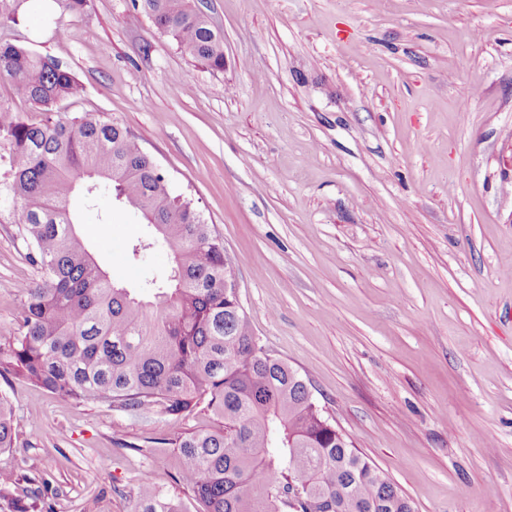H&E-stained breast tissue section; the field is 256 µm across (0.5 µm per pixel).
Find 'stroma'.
<instances>
[{"instance_id":"1","label":"stroma","mask_w":512,"mask_h":512,"mask_svg":"<svg viewBox=\"0 0 512 512\" xmlns=\"http://www.w3.org/2000/svg\"><path fill=\"white\" fill-rule=\"evenodd\" d=\"M224 34L216 72L132 0L60 14L28 0L9 31L83 92L70 115L135 134L224 240L261 344L415 512H512V0H203ZM109 223L98 221L99 210ZM80 229L137 286L148 232L101 200ZM0 202V343L18 283L40 278ZM0 467L45 479L41 512H131L149 477L186 512L180 433L17 378Z\"/></svg>"}]
</instances>
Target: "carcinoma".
Returning a JSON list of instances; mask_svg holds the SVG:
<instances>
[{
    "mask_svg": "<svg viewBox=\"0 0 512 512\" xmlns=\"http://www.w3.org/2000/svg\"><path fill=\"white\" fill-rule=\"evenodd\" d=\"M27 0H0V30L17 25ZM159 32L216 71L224 36L195 0H133ZM0 77L41 114L30 120L0 100V187L20 212V236L40 279L24 283L18 332L0 345V375L25 379L75 404H100L144 421L210 411L219 431L179 434L178 481L205 512H413L409 500L336 435L303 377L254 335L233 289L224 242L136 137L59 103L78 81L56 59L0 34ZM99 199L136 215L150 234L130 247L145 260L168 247L172 265L128 288L84 243L71 201ZM20 420L0 394V453ZM302 485L306 493L295 494ZM35 477L0 468V499L36 512ZM133 512H184L146 476Z\"/></svg>",
    "mask_w": 512,
    "mask_h": 512,
    "instance_id": "carcinoma-1",
    "label": "carcinoma"
}]
</instances>
